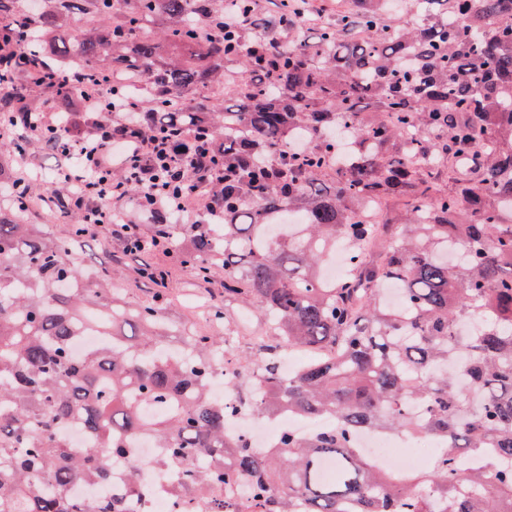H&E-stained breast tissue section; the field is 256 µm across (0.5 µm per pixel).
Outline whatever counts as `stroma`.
I'll use <instances>...</instances> for the list:
<instances>
[{"instance_id": "stroma-1", "label": "stroma", "mask_w": 512, "mask_h": 512, "mask_svg": "<svg viewBox=\"0 0 512 512\" xmlns=\"http://www.w3.org/2000/svg\"><path fill=\"white\" fill-rule=\"evenodd\" d=\"M10 139V134L0 135V181L7 183L20 176L29 179L37 201L25 213V221L41 225L48 241L68 238L75 222L74 216L49 200V190L58 180L62 161L59 151L32 140L27 145L26 155L21 157L13 153ZM80 255L81 266L87 276H96L102 270L112 273L118 296L127 305L148 303L162 291L172 304L170 320L189 325L201 336L236 337V357L244 358L251 354L252 337L271 333L259 315L244 314L239 300L225 298L223 274H216L204 282L183 267L177 257L126 255L121 241L100 231L86 236ZM216 296L224 297L227 310V317L220 324L198 316L199 309L207 308Z\"/></svg>"}]
</instances>
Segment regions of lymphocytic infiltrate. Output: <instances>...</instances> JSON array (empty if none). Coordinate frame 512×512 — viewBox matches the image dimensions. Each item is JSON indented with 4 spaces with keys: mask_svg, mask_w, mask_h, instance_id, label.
Masks as SVG:
<instances>
[{
    "mask_svg": "<svg viewBox=\"0 0 512 512\" xmlns=\"http://www.w3.org/2000/svg\"><path fill=\"white\" fill-rule=\"evenodd\" d=\"M86 113L107 110L111 120L94 124L89 133H77L64 148V155H77L83 170L81 193L73 198L84 232L107 228L124 243L125 254L159 252L162 232L143 230L140 225L116 220L106 198H122L129 186L144 187L137 207L167 212L180 224L196 223L199 214L218 218L224 214V199L215 187L224 180V167L211 144L197 146L191 166L181 158L182 138L176 134L149 133L129 142V125L123 103L104 100L95 94L82 99ZM121 151V175H112V154Z\"/></svg>",
    "mask_w": 512,
    "mask_h": 512,
    "instance_id": "f902f5d3",
    "label": "lymphocytic infiltrate"
}]
</instances>
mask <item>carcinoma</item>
<instances>
[{"label": "carcinoma", "instance_id": "cac0c4a2", "mask_svg": "<svg viewBox=\"0 0 512 512\" xmlns=\"http://www.w3.org/2000/svg\"><path fill=\"white\" fill-rule=\"evenodd\" d=\"M0 0V84L24 80L60 101L127 78L119 95L151 111L141 126L209 137L224 153L220 224H161L196 277L224 271V296L255 308L281 336L334 349L285 379L268 356L254 412L286 408L336 426L290 433L260 455L224 434L229 411L207 392L224 370L220 336L181 334L169 353L160 294L144 306L112 300V277L84 279L82 234L55 245L0 200V512H137V465L124 498H76L106 484L112 457L147 438L178 469L177 497L208 489L201 512H512V0H338L324 19L311 0H46L36 16ZM91 13L66 58L87 74L67 83L52 37L75 10ZM245 25L224 29V13ZM199 25L215 29L196 40ZM39 28L35 51L18 36ZM283 44L270 75L213 102L201 91L224 69L252 72L253 46ZM198 46L182 63L165 46ZM341 241L348 270L316 271ZM469 320L484 321L469 335ZM90 331L109 342L76 354ZM166 417L145 414L147 405ZM428 409L423 419L408 406ZM93 438L76 448L65 431ZM362 430L448 442L418 476L387 472L355 443ZM496 445L490 467L459 457ZM335 462L330 480L325 460ZM251 483L238 511L215 492Z\"/></svg>", "mask_w": 512, "mask_h": 512}]
</instances>
